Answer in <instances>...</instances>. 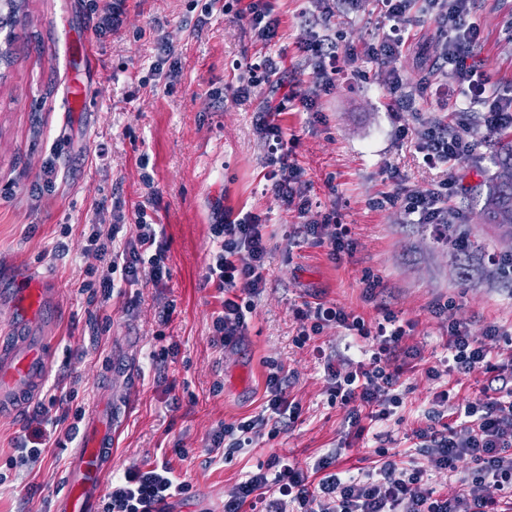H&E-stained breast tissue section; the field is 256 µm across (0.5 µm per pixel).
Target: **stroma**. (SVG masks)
Instances as JSON below:
<instances>
[{
  "label": "stroma",
  "instance_id": "35a3bbf8",
  "mask_svg": "<svg viewBox=\"0 0 512 512\" xmlns=\"http://www.w3.org/2000/svg\"><path fill=\"white\" fill-rule=\"evenodd\" d=\"M272 3L280 25L274 44L265 46L254 41L249 15L225 14L222 0L208 15L204 0H127L116 33L97 27L106 0H22L0 31V49L12 52L11 65L0 63V334L15 321L3 296L28 270L49 276L59 319L43 320L38 330L57 337L46 384L63 381L72 393L57 410L61 416L88 412L98 399L103 367L128 354L137 380L116 376L111 382L125 420L102 489H109L113 473L163 456L189 486L170 499L169 512H223L238 484L272 455L306 469L336 448L339 468L356 472L372 466L385 436L398 466L429 470L437 488L455 492V480L433 469L413 432L436 392L450 391L442 407L448 414L491 383L484 373L436 382L422 375L423 367L444 356L449 320L469 324L488 348L512 356V282L498 264L512 255V242H502L494 227L478 220L483 200L468 193L495 174L496 142L481 123H470L477 149L451 171L464 186L454 203L476 259L465 260L447 230L415 223L403 205L377 206L383 194L423 191L451 173L424 164L415 141L452 116L434 99L412 112L392 111L389 71L412 86L424 74L422 60L411 52L380 64L358 56L386 21L366 0H336L331 25L344 77L333 94L320 98L318 113L280 116L294 136L291 158L304 169L311 198L335 210L350 229L352 255L333 260L328 246L298 232L297 213L266 190L268 148L255 126L266 85L244 101L233 95L241 65L267 53L285 52V66L298 75L302 90L321 82L298 48L299 0ZM477 14L485 37L481 67L490 83L512 84V36L503 32L507 12L500 0H477ZM161 40L171 48L165 59L157 50ZM81 41L90 44L85 71L68 63ZM84 77L90 82L87 104L78 115H67V85ZM50 160L58 169L51 193L40 181ZM143 205L163 227L170 277L162 288L113 295L105 326L97 303L78 292L97 265L83 251L84 234L89 225L111 223L116 207L133 223ZM225 209L267 216L270 258L244 335L219 349L211 343L217 303L203 277L213 248L210 226L215 212ZM65 228L74 246L57 260L53 247ZM366 274L377 277V288L365 289ZM315 299L369 326L389 311L413 325L407 343L417 351L416 369L404 377V403L371 434L360 437L348 428L344 410L331 402L332 383L316 354L324 349L343 366L348 331L331 323L313 345L297 344L300 324L293 310ZM170 303L175 311L160 324ZM443 303L449 312L437 313ZM172 343L177 356L152 364L150 352ZM279 367L289 374L299 418L275 439L258 438L232 450L229 459L209 461L218 426L258 411L266 376ZM25 425V415L0 414V474L6 478L0 512H51L71 450L52 446L37 465H13L14 443Z\"/></svg>",
  "mask_w": 512,
  "mask_h": 512
}]
</instances>
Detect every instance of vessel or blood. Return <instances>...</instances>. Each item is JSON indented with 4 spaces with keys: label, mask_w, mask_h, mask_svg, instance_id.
I'll list each match as a JSON object with an SVG mask.
<instances>
[{
    "label": "vessel or blood",
    "mask_w": 512,
    "mask_h": 512,
    "mask_svg": "<svg viewBox=\"0 0 512 512\" xmlns=\"http://www.w3.org/2000/svg\"><path fill=\"white\" fill-rule=\"evenodd\" d=\"M48 277L21 279L18 305L23 320L35 319L47 308L52 290ZM49 339L24 329L0 338V410L21 412L31 404L49 370ZM120 418L108 396H101L87 417L81 443L74 449L66 486L54 502V512H98L101 476L112 463V448Z\"/></svg>",
    "instance_id": "vessel-or-blood-1"
}]
</instances>
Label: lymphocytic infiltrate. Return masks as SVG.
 Returning <instances> with one entry per match:
<instances>
[{"label":"lymphocytic infiltrate","mask_w":512,"mask_h":512,"mask_svg":"<svg viewBox=\"0 0 512 512\" xmlns=\"http://www.w3.org/2000/svg\"><path fill=\"white\" fill-rule=\"evenodd\" d=\"M389 21L388 29L379 31L364 45L365 55L383 62L413 47L407 19L416 3H423L434 20L431 34L438 52L413 89H405L397 72L388 75L392 106L401 110L428 98L433 87L453 83L460 98L459 110L479 116L488 131L512 128V86H490L476 59L484 36L475 20L476 0H368ZM314 7L302 10L305 37L299 49L323 76L318 90L296 91L288 86L282 54L264 55L248 63L247 77L234 89L238 99L250 98L259 82L270 83L274 94L266 102L256 129L268 146L266 175L276 200L294 208L306 236L326 238L334 259L350 250L349 230L336 223L333 212H322L320 220H309L314 203L307 194L304 171L290 159L284 132L277 121L287 106L306 112L317 109L321 96L336 88L339 45L330 34L332 9L326 0H313ZM418 150L431 165H455L473 155L475 145L467 135L465 122L438 125L423 132ZM459 187L448 177L423 192L404 195V208L418 223L443 225L458 217L452 200ZM266 217L247 213L235 218L219 212L211 226L215 250L207 267L205 281L218 292L220 309L212 322L211 342L224 347L234 344L247 327V315L253 309V297L264 287L270 248L266 237ZM156 224L148 222L145 209H138L131 224H95L86 238V251L99 262L97 280L82 282L84 292L101 294L102 304H109L115 287L138 288L143 282L164 285L170 276L166 248ZM303 328L297 339L305 345L318 335L324 324L333 322L353 331V344L362 354L347 373H340L332 361L324 370L334 380V399L346 409L348 426L364 433L365 422L388 419L400 407L403 377L411 371L412 347L406 340L410 323L386 315L374 326L341 308L319 302H303L294 310ZM448 352L445 368H425L427 379H439L442 373L470 376L479 372L496 373L499 380L512 374V359L497 360L493 351L481 345L469 325L448 322L444 344ZM60 385H53L49 403L36 411L33 437L16 445L21 463H37L48 444L63 445L73 441L76 425L62 426L52 416L53 405L62 403ZM454 423H447L444 413L430 410L427 424L418 436L434 466L457 476L459 488L453 495L433 487L426 470L416 466L401 467L387 449H377L374 466L358 474L338 469L337 452L319 457L311 470L304 471L284 456H271L268 465L258 466L237 487L235 496L224 505V512H512V388L494 396L486 395L458 408ZM299 405L287 390L282 372L269 373L266 398L261 410L215 433L210 453L223 458L224 440L232 438L234 447L251 444L255 437H276L287 422L297 419ZM469 461L460 470L461 461ZM168 464L150 463L127 468L113 477L112 490L104 497L101 512H164L169 499L185 493Z\"/></svg>","instance_id":"obj_1"}]
</instances>
